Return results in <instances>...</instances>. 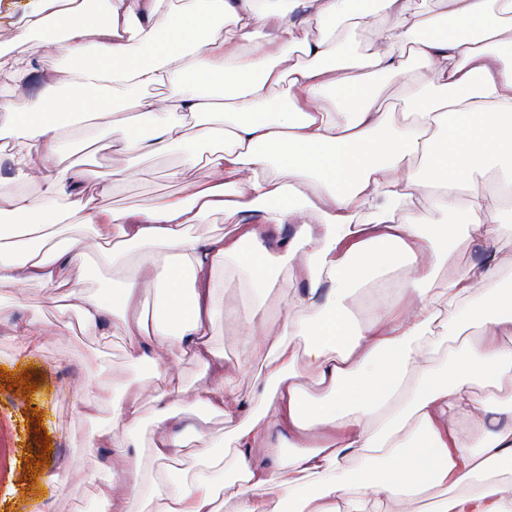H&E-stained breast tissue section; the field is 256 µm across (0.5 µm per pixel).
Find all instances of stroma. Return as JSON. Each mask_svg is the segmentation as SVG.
Returning a JSON list of instances; mask_svg holds the SVG:
<instances>
[{"label":"stroma","mask_w":512,"mask_h":512,"mask_svg":"<svg viewBox=\"0 0 512 512\" xmlns=\"http://www.w3.org/2000/svg\"><path fill=\"white\" fill-rule=\"evenodd\" d=\"M175 158L146 164L135 181L110 198L116 208L146 207L155 197L175 192L168 172ZM117 375L148 379L147 363H130L125 336L100 342L76 334L56 341L43 353L15 359L0 343V512H93L91 489H71L51 482L52 474L107 460V453L87 445L90 427L76 422L69 393L101 379L99 359ZM29 385H22V377Z\"/></svg>","instance_id":"1"}]
</instances>
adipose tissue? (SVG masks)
Returning a JSON list of instances; mask_svg holds the SVG:
<instances>
[{
    "label": "adipose tissue",
    "mask_w": 512,
    "mask_h": 512,
    "mask_svg": "<svg viewBox=\"0 0 512 512\" xmlns=\"http://www.w3.org/2000/svg\"><path fill=\"white\" fill-rule=\"evenodd\" d=\"M73 121L125 158L91 194L60 146ZM175 152L177 192L110 205ZM0 158V315L31 287L60 312L5 324L13 355L106 339L108 314L155 369L73 389L112 463L56 484L97 512H512V0H31L0 44ZM94 263L119 284L83 289ZM186 396L207 412L187 429Z\"/></svg>",
    "instance_id": "ef3b65f1"
}]
</instances>
